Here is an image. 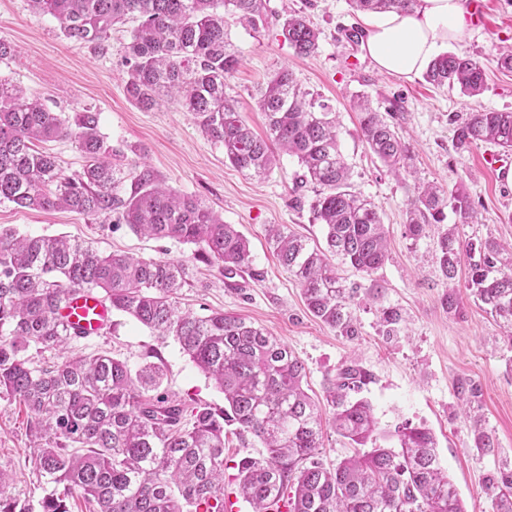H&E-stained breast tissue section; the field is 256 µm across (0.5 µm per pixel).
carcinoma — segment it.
Wrapping results in <instances>:
<instances>
[{"mask_svg":"<svg viewBox=\"0 0 512 512\" xmlns=\"http://www.w3.org/2000/svg\"><path fill=\"white\" fill-rule=\"evenodd\" d=\"M61 22L64 36L104 50L112 27L137 22L122 51L126 91L149 110L178 97L196 125L224 147V158L241 172L267 175L279 153L298 159L303 181L317 187L309 208L325 226L326 249L308 247L284 224L270 228L268 243L302 287L307 310L341 336L360 335L352 305L360 287H347L328 255H338L371 274L388 259L386 231L375 204L355 191L340 148L336 113L303 90L293 73H274L259 93L267 134L257 136L226 92L240 66L228 20L253 31L279 26L290 48L314 55L319 30L300 11L268 12L266 0H29ZM353 10H410L417 0H350ZM433 85L457 86L469 96L486 89L479 61L453 53L437 56L424 74ZM366 147L394 175L410 168L411 152L387 116L367 100L356 102ZM95 112L68 119L0 79V202L19 209L64 208L86 215L112 213L136 234L194 246L193 259L217 263L232 279L251 270L248 240L201 200L155 183L148 170L128 199L112 195L118 169L100 134ZM70 140L83 154L82 170L62 173L57 156L39 142ZM460 149L479 143L512 149V111L472 112L456 125ZM467 224L474 210L467 196L436 184L417 187L405 213V236L417 241L427 226L442 224L447 209ZM486 240L463 241L453 224L434 242L446 284L442 304L457 311L456 279L462 256L470 259L465 290L503 328L512 347V260ZM186 284V265L121 254L102 256L91 245L61 236H21L0 227V397L23 404L34 438L35 465L50 487L41 512H70L78 494L93 512H227L224 430L251 434L266 455L234 465L237 493L252 512H465L459 493L438 458L432 431L405 422L392 434L398 449L376 445L378 421L357 397L370 375L355 363L325 378L331 425L352 447H374L325 465L319 407L304 391L306 367L287 344L264 328L228 312L198 315L176 304ZM97 292L116 310L159 336H171L191 362L224 393V407L193 408L162 390L163 370L146 363L136 370L107 353L77 356L50 368L30 365L31 346L65 348L70 334L60 314L70 295ZM380 332H400L399 309H377ZM475 447L495 448L479 420ZM0 472V512H29L6 492ZM496 512H512V467L489 478Z\"/></svg>","mask_w":512,"mask_h":512,"instance_id":"obj_1","label":"carcinoma"}]
</instances>
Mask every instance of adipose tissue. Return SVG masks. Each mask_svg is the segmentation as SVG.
Masks as SVG:
<instances>
[{
    "mask_svg": "<svg viewBox=\"0 0 512 512\" xmlns=\"http://www.w3.org/2000/svg\"><path fill=\"white\" fill-rule=\"evenodd\" d=\"M467 0H418L413 11H386L365 22L361 50L383 73L409 79L465 31Z\"/></svg>",
    "mask_w": 512,
    "mask_h": 512,
    "instance_id": "adipose-tissue-1",
    "label": "adipose tissue"
}]
</instances>
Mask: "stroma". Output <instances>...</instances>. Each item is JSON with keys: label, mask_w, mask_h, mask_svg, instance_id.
<instances>
[{"label": "stroma", "mask_w": 512, "mask_h": 512, "mask_svg": "<svg viewBox=\"0 0 512 512\" xmlns=\"http://www.w3.org/2000/svg\"><path fill=\"white\" fill-rule=\"evenodd\" d=\"M485 25L469 27L451 52L479 60L486 73L481 96L459 89L437 88L423 75L400 79L381 73L362 56L359 44L343 32L361 26L363 15L349 0H267L270 11L289 6L304 12L320 32L314 56H297L278 26L254 32L229 23L228 32L241 64L227 81L247 124L265 135L266 119L258 107V91L272 74L287 68L303 89L320 94L339 114L341 150L351 167L353 188L378 208L389 240V257L372 274L353 269L341 258L333 263L346 283L383 286L382 299L360 293L355 315L361 334L348 339L318 321L307 310L297 280L280 265L267 241L272 224L287 225L310 244H324L323 225L313 223L308 202L312 184L302 182L296 158L281 155L262 180L236 170L194 124L180 104L162 100L153 109H139L126 92L127 67L121 45L129 26H116L111 47L100 53L66 39L60 21L33 11L28 0H0V39L16 49L0 62V78L19 84L41 98L54 112L74 116L90 110L99 115V130L116 152L122 171L114 195L127 198L133 188L131 168L144 162L156 181L202 200L225 223L248 239L250 275L225 279L218 265L191 260L192 246L134 234L120 211L83 216L67 210H20L0 203V225L33 236L65 234L90 242L101 254H128L143 259H189V278L177 296L181 308L199 314L224 311L261 326L288 344L304 361L306 391L324 419L332 408L324 400V380L342 364L354 361L371 380L362 391L370 401L381 430L401 422L430 428L448 475L458 488L465 512H496L486 492L488 479L503 463L512 464V348L503 341L498 323L469 294L448 311L441 303L446 291L434 260V243L444 226H428L413 241L404 236L406 207L420 183L437 182L465 193L475 221L457 225L463 239H491L512 244V182L489 173L482 156L486 144L457 149L450 115L477 111H512V71L501 68V50L512 46V0H487ZM367 96L379 111L393 112L399 134L412 155L410 175L389 174L358 135L353 98ZM401 309L405 316L399 336L379 333V305ZM71 353L106 351L130 368L158 355L165 370L163 388L172 399L194 398L215 407L224 395L198 371L173 338L155 336L121 311L112 313V330L97 338L72 341ZM479 389L477 398L464 394ZM475 411L497 441L494 452L473 444L467 411ZM0 472L11 478L9 494L38 508L45 495L34 463L27 414L18 403L0 398Z\"/></svg>", "instance_id": "1"}]
</instances>
